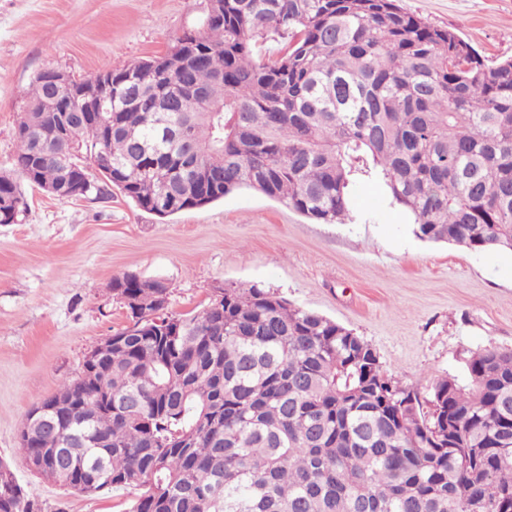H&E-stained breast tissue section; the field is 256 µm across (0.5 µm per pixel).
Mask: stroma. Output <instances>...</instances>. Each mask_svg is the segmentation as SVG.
<instances>
[{
	"mask_svg": "<svg viewBox=\"0 0 512 512\" xmlns=\"http://www.w3.org/2000/svg\"><path fill=\"white\" fill-rule=\"evenodd\" d=\"M450 29L487 61L512 58V0H397ZM208 0H0V172L35 75L75 78L163 54L197 31ZM20 223L0 224V460L44 512H130L133 489L83 496L29 470L20 430L29 409L82 373L87 354L126 327L113 278L170 287L169 312L206 305L215 289L255 285L362 337L383 370L428 395L467 383L477 351L512 347V252H474L417 238L383 184L355 175L350 217L320 224L242 187L165 218L120 193L58 199L35 187Z\"/></svg>",
	"mask_w": 512,
	"mask_h": 512,
	"instance_id": "35a3bbf8",
	"label": "stroma"
}]
</instances>
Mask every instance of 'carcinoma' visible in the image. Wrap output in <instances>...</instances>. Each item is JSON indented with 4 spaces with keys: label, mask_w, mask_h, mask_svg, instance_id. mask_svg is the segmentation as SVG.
I'll list each match as a JSON object with an SVG mask.
<instances>
[{
    "label": "carcinoma",
    "mask_w": 512,
    "mask_h": 512,
    "mask_svg": "<svg viewBox=\"0 0 512 512\" xmlns=\"http://www.w3.org/2000/svg\"><path fill=\"white\" fill-rule=\"evenodd\" d=\"M288 48L254 57L256 39ZM109 112L68 135L45 77L16 127L14 167L46 193L118 189L160 217L248 187L325 224L349 216L354 164L422 240L512 251V60L489 66L395 0H216L165 54L79 80ZM27 210L0 172V224ZM130 324L55 396L49 438L22 425L33 473L85 495L137 488L131 512H512V348L467 361L469 384L422 399L346 327L256 286L192 315L169 287L112 279ZM0 512H44L0 461Z\"/></svg>",
    "instance_id": "cac0c4a2"
}]
</instances>
